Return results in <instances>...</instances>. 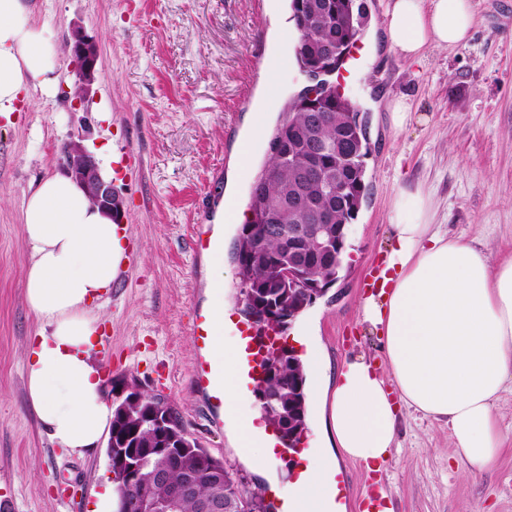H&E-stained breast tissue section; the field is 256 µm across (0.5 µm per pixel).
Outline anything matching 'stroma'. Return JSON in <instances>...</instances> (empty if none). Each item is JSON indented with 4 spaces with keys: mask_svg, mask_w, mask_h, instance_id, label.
<instances>
[{
    "mask_svg": "<svg viewBox=\"0 0 512 512\" xmlns=\"http://www.w3.org/2000/svg\"><path fill=\"white\" fill-rule=\"evenodd\" d=\"M364 62L347 74L369 152L368 185L350 224V252L337 282L309 306L323 363L382 360L360 315L364 283L393 245L388 214L397 190L430 193L433 221L489 253L512 251V0H474L475 26L462 45L409 62L381 41L384 0H360ZM33 19L60 50L73 30L99 47L91 95L77 100L66 61L54 91H33L21 111L0 115V512H90L108 479L105 449L68 454L40 427L27 398L25 350L39 322L24 298L26 197L59 169L63 143L80 139L98 156L124 157L114 187L125 201L131 259L103 296L104 375H127L176 408L187 433L237 472L266 485L236 451L219 413L188 382L190 324L207 302L205 264L190 243L211 224L234 164L227 158L249 112L265 107L276 128L306 89L294 56L298 33L286 0H30ZM406 99L416 121L403 130L388 104ZM380 475L394 512H512V444L499 466L466 477L442 424L402 414Z\"/></svg>",
    "mask_w": 512,
    "mask_h": 512,
    "instance_id": "1",
    "label": "stroma"
}]
</instances>
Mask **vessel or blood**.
<instances>
[{
  "label": "vessel or blood",
  "instance_id": "vessel-or-blood-1",
  "mask_svg": "<svg viewBox=\"0 0 512 512\" xmlns=\"http://www.w3.org/2000/svg\"><path fill=\"white\" fill-rule=\"evenodd\" d=\"M223 235L214 230L197 233L191 243L194 257L222 247ZM225 319L237 338L236 369L241 386L259 388L264 378V363L275 344L283 336L279 330H261L259 325L243 315L239 309H229ZM191 335L195 347V362L191 373L193 387L201 392L209 406L224 407V372L215 368L209 356L212 347V316L209 311L196 310Z\"/></svg>",
  "mask_w": 512,
  "mask_h": 512
}]
</instances>
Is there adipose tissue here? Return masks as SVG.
<instances>
[{
    "label": "adipose tissue",
    "mask_w": 512,
    "mask_h": 512,
    "mask_svg": "<svg viewBox=\"0 0 512 512\" xmlns=\"http://www.w3.org/2000/svg\"><path fill=\"white\" fill-rule=\"evenodd\" d=\"M383 41L410 60L432 48L466 42L473 0H387ZM58 47L36 26L27 0H0V114L23 92L48 88ZM394 245L383 291L360 313L377 332L384 369L366 359L335 373L318 369L307 400L329 410L330 430L307 456L308 485L285 486L297 512H331L329 477L340 459L381 471L398 445L404 406L448 427V441L475 476L492 471L512 435L498 401L512 383V252L491 255L474 241L448 236L430 222L422 188H402L388 217ZM21 234L28 250L25 301L40 327L26 348L29 405L49 438L85 456L112 420L104 377L93 359L102 321L99 301L111 288L125 233L70 178L51 175L28 195ZM224 250L208 257L207 308L214 314L211 355L224 368V421L255 470L271 473L258 408L235 378L236 340L224 333Z\"/></svg>",
    "instance_id": "ef3b65f1"
}]
</instances>
